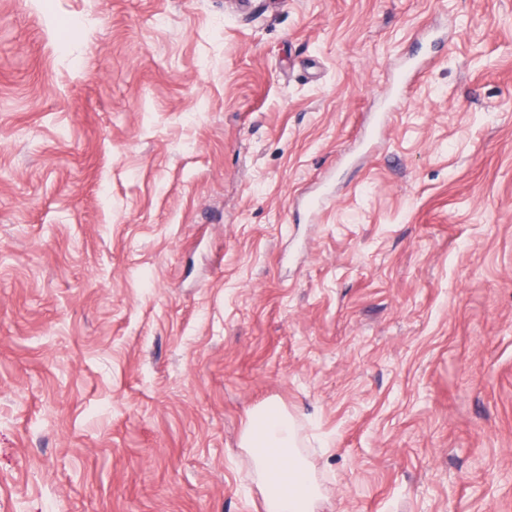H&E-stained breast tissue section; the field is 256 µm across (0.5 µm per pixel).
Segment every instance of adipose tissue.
<instances>
[{
	"label": "adipose tissue",
	"mask_w": 512,
	"mask_h": 512,
	"mask_svg": "<svg viewBox=\"0 0 512 512\" xmlns=\"http://www.w3.org/2000/svg\"><path fill=\"white\" fill-rule=\"evenodd\" d=\"M264 512H316L323 487L300 448L294 417L271 405L254 411L242 436Z\"/></svg>",
	"instance_id": "obj_1"
}]
</instances>
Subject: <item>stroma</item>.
Instances as JSON below:
<instances>
[{
  "label": "stroma",
  "mask_w": 512,
  "mask_h": 512,
  "mask_svg": "<svg viewBox=\"0 0 512 512\" xmlns=\"http://www.w3.org/2000/svg\"><path fill=\"white\" fill-rule=\"evenodd\" d=\"M269 403L317 512H512V0H0V512H263ZM294 417L274 405L254 411L242 436L253 480L265 512H315L323 487L299 448Z\"/></svg>",
  "instance_id": "stroma-1"
}]
</instances>
